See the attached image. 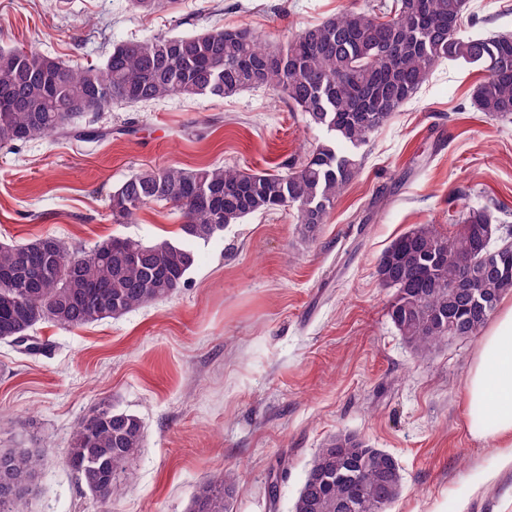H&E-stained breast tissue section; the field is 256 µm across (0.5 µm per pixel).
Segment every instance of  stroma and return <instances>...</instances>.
<instances>
[{
	"mask_svg": "<svg viewBox=\"0 0 512 512\" xmlns=\"http://www.w3.org/2000/svg\"><path fill=\"white\" fill-rule=\"evenodd\" d=\"M393 0H0V46L72 64L114 43L248 27L275 47L346 8ZM468 33L512 34V0H469ZM477 65L444 59L402 111L354 149L358 173L316 235L295 209L256 213L194 246L172 297L116 319L35 328L28 355L0 342V448L42 456L28 512H188L197 487L238 469L231 512H293L318 448L339 433L398 461L388 512H512V470L496 471L489 435L467 415L464 386L478 337L420 355L387 315L395 291L377 263L421 224L454 235L472 208L512 227V116L478 112ZM102 124L132 126L98 143L36 137L0 148V243L50 233L88 251L112 236L179 240L180 213L154 204L113 223L110 194L147 167L283 170L328 140L268 89L226 98L116 106ZM139 416L144 446L122 490L100 504L64 462L71 432L101 401Z\"/></svg>",
	"mask_w": 512,
	"mask_h": 512,
	"instance_id": "stroma-1",
	"label": "stroma"
}]
</instances>
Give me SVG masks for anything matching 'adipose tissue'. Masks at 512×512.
Returning a JSON list of instances; mask_svg holds the SVG:
<instances>
[{
  "label": "adipose tissue",
  "mask_w": 512,
  "mask_h": 512,
  "mask_svg": "<svg viewBox=\"0 0 512 512\" xmlns=\"http://www.w3.org/2000/svg\"><path fill=\"white\" fill-rule=\"evenodd\" d=\"M464 398L470 418H493L501 465L512 468V300L501 301L480 340Z\"/></svg>",
  "instance_id": "1"
}]
</instances>
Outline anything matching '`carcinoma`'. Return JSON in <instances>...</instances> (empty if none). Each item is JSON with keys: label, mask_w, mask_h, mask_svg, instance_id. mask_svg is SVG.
Returning <instances> with one entry per match:
<instances>
[{"label": "carcinoma", "mask_w": 512, "mask_h": 512, "mask_svg": "<svg viewBox=\"0 0 512 512\" xmlns=\"http://www.w3.org/2000/svg\"><path fill=\"white\" fill-rule=\"evenodd\" d=\"M382 11L344 9L278 47L247 27L192 35H158L112 45L99 64H66L34 49L0 47V148L49 133L100 141L108 127H82L86 113L114 104H147L171 97L224 98L268 88L334 135L307 150L284 172L230 165L143 169L110 196L112 221L122 223L153 204L181 214V239L149 244L113 236L78 254L51 234L0 243V341L24 339L29 353L43 347L30 335L51 322L75 328L123 316L179 291L195 264L193 245L255 214L294 208L314 234L336 197L357 173L346 151L367 143L420 91L437 62L484 67L474 90L477 110L512 116V35H467L466 0H394ZM487 208L470 209L453 237L421 224L395 239L377 264L381 282L396 289L387 315L416 353L448 337L477 335L512 291V245L494 247ZM137 415L101 402L74 428L65 463L81 489L112 500L129 463L143 447ZM41 458L30 448L0 450V512H26L36 493ZM239 472L227 469L201 485L189 512H229ZM395 459L351 434L318 449L294 512H387L401 492Z\"/></svg>", "instance_id": "cac0c4a2"}]
</instances>
